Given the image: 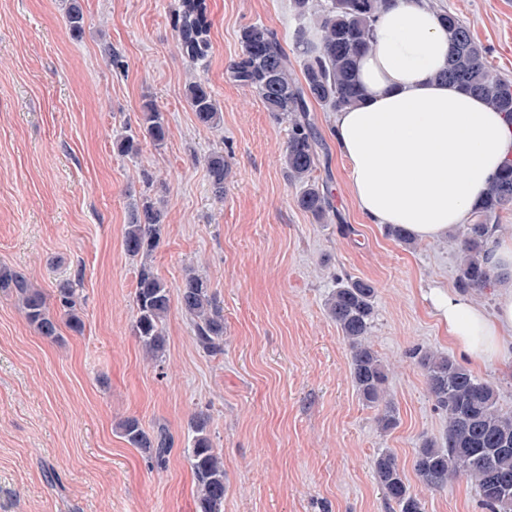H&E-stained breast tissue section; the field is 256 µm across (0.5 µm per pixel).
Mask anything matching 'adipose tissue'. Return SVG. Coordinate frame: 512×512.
I'll list each match as a JSON object with an SVG mask.
<instances>
[{
    "label": "adipose tissue",
    "instance_id": "ef3b65f1",
    "mask_svg": "<svg viewBox=\"0 0 512 512\" xmlns=\"http://www.w3.org/2000/svg\"><path fill=\"white\" fill-rule=\"evenodd\" d=\"M448 50L424 0H394L357 61L362 98L337 113L333 128L360 212L422 240L466 223L482 190L512 161V125L502 113L438 79ZM430 301L467 359L512 371V283L498 288L490 311L449 291H433Z\"/></svg>",
    "mask_w": 512,
    "mask_h": 512
}]
</instances>
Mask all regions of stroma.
<instances>
[{
    "label": "stroma",
    "instance_id": "1",
    "mask_svg": "<svg viewBox=\"0 0 512 512\" xmlns=\"http://www.w3.org/2000/svg\"><path fill=\"white\" fill-rule=\"evenodd\" d=\"M290 3L208 0L213 50L194 65L177 45L178 0H81L77 37L65 23L69 0H0V266L24 273L54 315L58 282L76 281L84 322L49 341L0 292V512H196L186 450L201 415L224 460V512H399L372 470L385 449L425 512H482L467 479L429 491L414 471L419 444L441 438L448 419L409 352L457 354L429 293L455 287L461 228L407 246L369 223L350 192L335 115L318 105L325 155L315 177L338 218L317 223L285 174L287 121L229 77L251 24L274 30L301 67ZM428 4L455 13L512 79V0ZM191 81L211 90L218 127L197 121ZM149 102L164 114V145L141 140L138 154L119 153L118 138L139 137ZM214 150L230 170L220 198L204 162ZM145 197L164 221L141 259L123 234L130 204ZM144 262L172 288L189 273L207 280L224 309L222 355L197 347L176 297L162 360L146 355L134 333ZM350 277L376 289L370 342L399 417L387 433L358 397L350 350L325 311ZM131 416L172 435L165 465L121 436Z\"/></svg>",
    "mask_w": 512,
    "mask_h": 512
}]
</instances>
